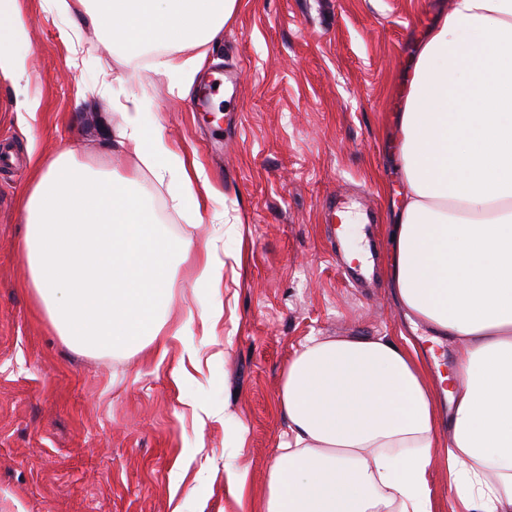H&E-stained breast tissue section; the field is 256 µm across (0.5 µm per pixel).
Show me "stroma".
Here are the masks:
<instances>
[{
	"mask_svg": "<svg viewBox=\"0 0 512 512\" xmlns=\"http://www.w3.org/2000/svg\"><path fill=\"white\" fill-rule=\"evenodd\" d=\"M17 5L29 39L16 50L38 107L28 115L0 78V149L15 156L0 162V512H253L288 438L282 374L310 338L430 346L428 326L408 322L386 279V230L404 198L398 118L411 51L452 0H241L220 44L177 53L237 65L236 83L206 111L194 106L201 79L183 93L155 55L105 48L81 8ZM133 106L204 165L217 191L210 210L237 217L238 230L216 237L175 207L178 183L158 184L114 144ZM65 147L88 167L138 178L167 235L215 242L224 256L215 335L193 323L162 358L88 353L58 335L25 286L20 199L38 177L34 160ZM339 199L361 215L345 243L322 211ZM360 241L372 276L354 288L341 266ZM197 273L194 258L176 260L171 324L198 310ZM189 344L203 361L179 388L172 373L188 364ZM198 401L209 413L194 411ZM428 481L434 512L457 507L441 449Z\"/></svg>",
	"mask_w": 512,
	"mask_h": 512,
	"instance_id": "1",
	"label": "stroma"
}]
</instances>
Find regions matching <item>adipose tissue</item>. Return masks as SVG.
<instances>
[{
	"mask_svg": "<svg viewBox=\"0 0 512 512\" xmlns=\"http://www.w3.org/2000/svg\"><path fill=\"white\" fill-rule=\"evenodd\" d=\"M109 44L191 82L198 61L173 51L216 41L238 0H79ZM26 33L17 0H0V74L28 77L14 46ZM405 197L389 275L408 318L463 348L451 373L385 337L310 340L283 372L288 441L258 512H433L437 435L450 439L454 484L481 512H512V0H453L416 50L400 114ZM157 182L178 181L176 207L200 214L215 194L131 110L117 133ZM138 179L92 172L66 149L42 165L22 201L29 286L74 347L166 354L189 323L168 326L172 260L192 239L160 233ZM444 392L447 421L437 415Z\"/></svg>",
	"mask_w": 512,
	"mask_h": 512,
	"instance_id": "adipose-tissue-1",
	"label": "adipose tissue"
}]
</instances>
